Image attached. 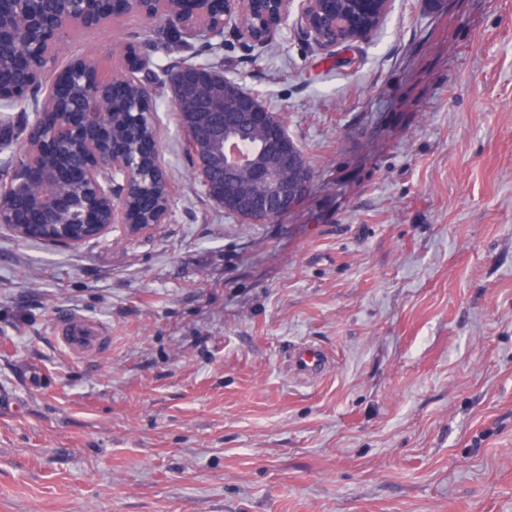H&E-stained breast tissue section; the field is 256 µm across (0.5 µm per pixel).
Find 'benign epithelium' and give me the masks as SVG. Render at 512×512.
Instances as JSON below:
<instances>
[{
	"label": "benign epithelium",
	"mask_w": 512,
	"mask_h": 512,
	"mask_svg": "<svg viewBox=\"0 0 512 512\" xmlns=\"http://www.w3.org/2000/svg\"><path fill=\"white\" fill-rule=\"evenodd\" d=\"M261 0H91L80 11L77 0H0V45L23 42L20 53L0 59V91L22 88L18 100H31V92L45 74L55 73L45 97L35 102L38 118L25 140V161L11 153L12 141L0 131V155L9 153L6 167L16 173L14 182H0V225L16 237H36L43 224H59L68 209L82 211L90 238L112 232L123 224L141 233L164 221L168 206L157 195L144 193L138 167L146 164L155 178L167 181L159 158L160 130L154 108L155 84L152 55L133 54L132 65L104 79L93 78L96 65L78 59L58 69V58L74 28H100L124 16L151 24L162 21L186 40L205 43L224 37V27L234 26L238 37L252 47H262L294 19L295 26L325 50L336 47L323 35V25L352 35L369 37L390 11L392 0H361L374 16L358 27L348 16L336 14V0H270L261 31L244 24V14ZM202 94L212 113L210 124L225 152L236 145L224 140V84L207 81ZM127 112L132 127L144 126L149 134L136 145V159L112 136V113ZM80 187L87 198L76 199L70 190Z\"/></svg>",
	"instance_id": "obj_1"
}]
</instances>
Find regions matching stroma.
I'll use <instances>...</instances> for the list:
<instances>
[{
    "mask_svg": "<svg viewBox=\"0 0 512 512\" xmlns=\"http://www.w3.org/2000/svg\"><path fill=\"white\" fill-rule=\"evenodd\" d=\"M132 46L169 211L78 248L0 227V512H512V0H393L328 51L292 26L167 49L128 18L59 63ZM191 62L287 117L314 177L281 220L194 173L168 83ZM64 312L99 353L61 346ZM304 341L333 359L311 381ZM54 332L60 344L76 357L97 352L106 336L102 324L72 313H67L56 321ZM292 370L305 379L316 378L327 371L331 361L327 353L311 344H302L289 359Z\"/></svg>",
    "mask_w": 512,
    "mask_h": 512,
    "instance_id": "stroma-1",
    "label": "stroma"
}]
</instances>
